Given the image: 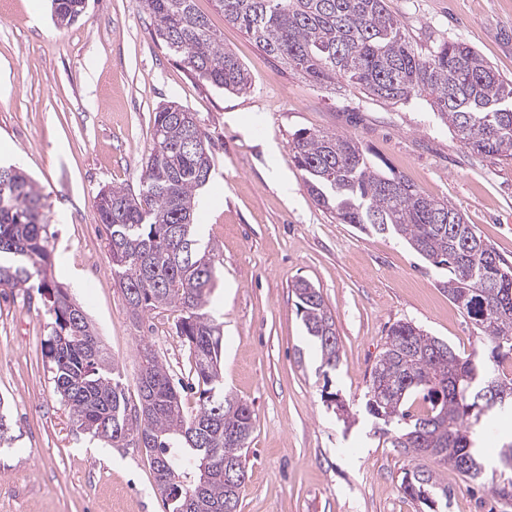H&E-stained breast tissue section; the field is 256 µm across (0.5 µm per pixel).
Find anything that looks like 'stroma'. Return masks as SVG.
Instances as JSON below:
<instances>
[{
	"instance_id": "stroma-1",
	"label": "stroma",
	"mask_w": 512,
	"mask_h": 512,
	"mask_svg": "<svg viewBox=\"0 0 512 512\" xmlns=\"http://www.w3.org/2000/svg\"><path fill=\"white\" fill-rule=\"evenodd\" d=\"M252 87L231 94L194 79L153 39L136 0H89L58 27L50 0H0V164L28 172L56 231L52 277L82 307L137 403L138 347L149 344L187 378L179 313L139 316L112 278L98 191L137 186L158 105L194 112L213 156L197 193L200 238L219 254L206 310L224 329L227 393L254 412L242 452L240 512H429L406 496L415 462L385 443L366 410V379L389 328L411 322L459 353L479 335L449 299L447 271L391 235L338 223L307 192L290 143L300 129L356 138L383 171L447 200L512 261V161L464 148L425 98L386 102L351 87H320L263 53L195 0ZM419 51L472 44L512 79V0H386ZM319 288L336 323L340 361L322 363L293 285ZM48 317L37 293L0 292V412L13 447L0 448V512H165L144 449L112 448L77 431L54 391L42 350ZM448 512H512L487 490L435 466Z\"/></svg>"
}]
</instances>
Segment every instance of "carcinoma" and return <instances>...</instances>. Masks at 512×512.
<instances>
[{
	"label": "carcinoma",
	"instance_id": "obj_1",
	"mask_svg": "<svg viewBox=\"0 0 512 512\" xmlns=\"http://www.w3.org/2000/svg\"><path fill=\"white\" fill-rule=\"evenodd\" d=\"M88 0H52L55 24L74 23ZM224 20L239 27L266 54L319 86L358 88L384 101L424 97L464 148L489 160L512 159V80L470 44L443 42L428 53L414 48L385 0H215ZM154 22L153 37L181 56L191 74L242 94L251 78L194 7V0H138ZM189 108L169 102L156 109L152 148L138 188L109 187L95 197L108 231L112 274L132 312L176 308L177 324L192 358L190 389L198 406L186 409L166 367L148 346L139 348L138 407L132 416L122 373L105 351L81 306L49 279L51 239L44 196L34 180L0 167V288L37 282L51 333L46 355L54 391L76 428L114 448L136 442L155 461L168 512H239L247 473L242 450L254 414L224 393L222 332L205 308L216 278L214 249L196 239V191L212 171L211 151L199 152L200 126L185 121ZM291 151L315 203L341 224L403 238L431 266L446 269L448 297L491 345V356L457 353L447 342L410 322L393 324L368 375L366 409L388 426L385 442L412 458L426 457L495 497L512 499V441L500 448L501 468L486 474L474 449L473 429L492 430L497 411L512 405V378L500 369L512 359V262L483 241L456 208L422 195L396 173L387 174L354 137L304 129ZM302 320L324 365L340 361L336 325L319 289L294 285ZM206 460L209 477L191 468ZM401 489L428 503L448 499L435 471L417 466Z\"/></svg>",
	"mask_w": 512,
	"mask_h": 512
}]
</instances>
